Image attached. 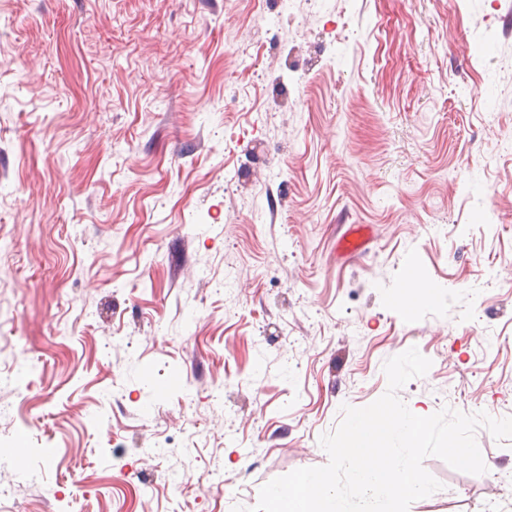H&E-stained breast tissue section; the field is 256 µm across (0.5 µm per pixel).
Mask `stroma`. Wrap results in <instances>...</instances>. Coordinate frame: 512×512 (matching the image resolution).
<instances>
[{
    "label": "stroma",
    "instance_id": "1",
    "mask_svg": "<svg viewBox=\"0 0 512 512\" xmlns=\"http://www.w3.org/2000/svg\"><path fill=\"white\" fill-rule=\"evenodd\" d=\"M1 337L0 512L248 510L413 346L512 416V0H0ZM348 226V229L338 239L336 249L338 252L352 257L358 255L365 246L367 226L363 224H349Z\"/></svg>",
    "mask_w": 512,
    "mask_h": 512
}]
</instances>
